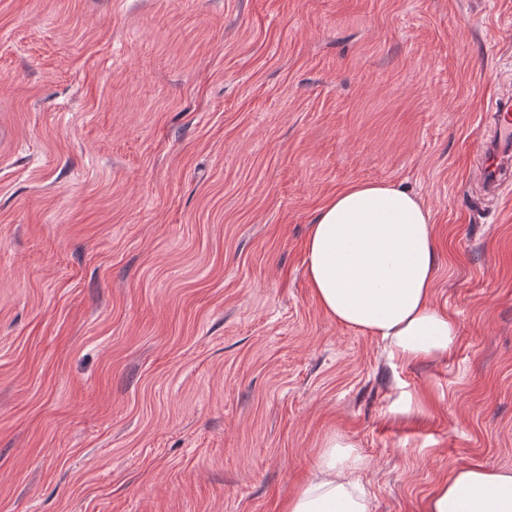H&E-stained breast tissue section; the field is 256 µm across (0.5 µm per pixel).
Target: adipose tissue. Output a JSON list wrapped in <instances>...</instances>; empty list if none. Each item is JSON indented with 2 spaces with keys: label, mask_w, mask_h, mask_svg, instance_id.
Wrapping results in <instances>:
<instances>
[{
  "label": "adipose tissue",
  "mask_w": 512,
  "mask_h": 512,
  "mask_svg": "<svg viewBox=\"0 0 512 512\" xmlns=\"http://www.w3.org/2000/svg\"><path fill=\"white\" fill-rule=\"evenodd\" d=\"M306 275L337 323L386 343L390 358L445 357L456 323L433 300L438 262L432 217L413 193L391 183L350 184L316 211L305 242ZM356 449L329 438L312 478L281 512H370ZM427 512H512V469L452 467Z\"/></svg>",
  "instance_id": "1"
}]
</instances>
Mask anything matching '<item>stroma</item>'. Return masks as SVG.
Here are the masks:
<instances>
[{"label":"stroma","instance_id":"stroma-1","mask_svg":"<svg viewBox=\"0 0 512 512\" xmlns=\"http://www.w3.org/2000/svg\"><path fill=\"white\" fill-rule=\"evenodd\" d=\"M509 96L512 0H0V512H278L333 434L371 512L512 468ZM354 182L430 210L448 357L315 301ZM500 99L495 105L488 120V135L486 140L476 149L480 158L479 180L489 191L505 196L512 192L511 183L502 177V167L499 157L495 154L494 146L497 142L508 140L512 136V115L510 107Z\"/></svg>","mask_w":512,"mask_h":512}]
</instances>
